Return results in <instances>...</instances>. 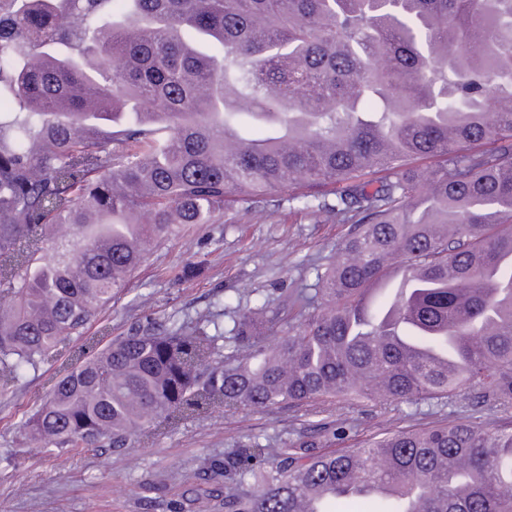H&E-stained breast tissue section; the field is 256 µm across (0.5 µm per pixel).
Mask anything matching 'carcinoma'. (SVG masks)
Listing matches in <instances>:
<instances>
[{"label": "carcinoma", "instance_id": "carcinoma-1", "mask_svg": "<svg viewBox=\"0 0 512 512\" xmlns=\"http://www.w3.org/2000/svg\"><path fill=\"white\" fill-rule=\"evenodd\" d=\"M0 0V389L27 438L126 448L216 410L464 389L512 409V0ZM289 192L354 225L292 334L82 330L183 224ZM408 271L378 303L391 262ZM245 350L240 358L224 350ZM242 448L225 512H512V424Z\"/></svg>", "mask_w": 512, "mask_h": 512}]
</instances>
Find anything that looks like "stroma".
<instances>
[{"label":"stroma","instance_id":"1","mask_svg":"<svg viewBox=\"0 0 512 512\" xmlns=\"http://www.w3.org/2000/svg\"><path fill=\"white\" fill-rule=\"evenodd\" d=\"M266 210L259 220L250 203L240 202L225 223L182 226L149 251L87 335L104 329L115 337L147 325L191 328L207 317L229 329L236 311L261 303L271 336H287L300 320V292L336 260L349 227L293 208L284 192L270 197ZM51 373L50 365H40L0 391V512H224L226 483L201 475L238 449L282 448L302 438L333 453L401 429L467 417L492 426L506 417L467 391L455 403L429 406L325 398L219 411L131 448L58 453L19 430Z\"/></svg>","mask_w":512,"mask_h":512}]
</instances>
